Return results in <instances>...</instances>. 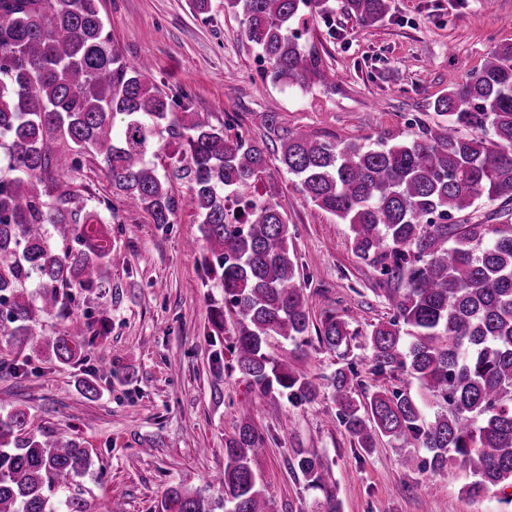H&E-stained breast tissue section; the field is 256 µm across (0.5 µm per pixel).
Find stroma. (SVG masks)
<instances>
[{
	"instance_id": "stroma-1",
	"label": "stroma",
	"mask_w": 512,
	"mask_h": 512,
	"mask_svg": "<svg viewBox=\"0 0 512 512\" xmlns=\"http://www.w3.org/2000/svg\"><path fill=\"white\" fill-rule=\"evenodd\" d=\"M99 8L125 59L150 61L160 90L187 95L215 126L234 120L236 131L259 141L270 112L282 129L321 140L408 138L412 119L437 122L431 102L461 82L465 69H480L492 47L512 43V0H389L384 21L369 27L338 11L330 23L312 25L304 40L335 70L336 83L300 90L262 82L264 63L224 0H210L202 14L188 0H100ZM52 149L55 171L89 205L111 204L112 247L125 261L112 267L106 288L82 294L68 317L47 320L30 348L0 342L1 362L27 360L37 370L25 379L1 371L0 406L29 409L45 430L88 449L93 466L81 479L88 512H158L173 484L217 496L224 440L244 403L256 407L268 439L258 462L274 512L313 510V491L289 466L297 448L324 459L340 512H512V504L491 494L466 497L462 489L473 476L461 463L438 474L423 470L418 462L427 452L413 444L416 463L406 466L388 438L365 450L338 425L326 386L338 368L355 365L362 397L405 386L418 396L422 389L404 376L370 370L367 338L391 313L389 283L355 256L348 225L307 202L296 178L272 172L312 318L336 312L353 332L337 351L314 338L273 347L274 356L292 360L319 386V397L303 405L256 393L235 367L228 336L213 327L224 290L205 275L202 252L185 247L201 236L184 202L186 183L173 182L183 205L174 224L161 228L114 192L95 157L75 159L62 140ZM103 304L110 331L95 338L85 362L67 367L51 360L47 337L69 331L72 321ZM102 366L112 375L89 397L79 382Z\"/></svg>"
}]
</instances>
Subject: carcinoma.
Listing matches in <instances>:
<instances>
[{
	"instance_id": "obj_1",
	"label": "carcinoma",
	"mask_w": 512,
	"mask_h": 512,
	"mask_svg": "<svg viewBox=\"0 0 512 512\" xmlns=\"http://www.w3.org/2000/svg\"><path fill=\"white\" fill-rule=\"evenodd\" d=\"M241 17L266 63L263 77L307 89L336 74L301 43L310 23L326 22L335 0H224ZM362 26L382 21L387 0H342ZM145 63L133 66L105 33L99 0H0V336L25 347L45 320L79 294L105 287L121 262L112 252L109 214L88 208L52 176L51 143L99 157L112 188L164 228L180 202L174 180L201 224L204 273L224 288L237 319L226 328L236 369L260 392L311 403L319 387L270 354L272 342L302 346L315 327L330 350L348 345L349 323L327 313L313 324L288 247L286 214L273 193L268 148L230 138L208 112L152 86ZM431 109L446 117L415 121L403 141H320L302 130L276 136L275 160L298 178L306 200L349 225L355 255L397 282L392 315L374 325L369 366L416 380L442 410L428 416L402 389L355 397L353 368L336 370L332 395L340 426L367 450L384 436L428 452L421 466L441 472L458 461L474 481L469 498L504 493L512 503V224L475 220L483 203H512V43L494 46ZM169 148L158 170L157 145ZM234 197L230 209L224 199ZM36 288V300L27 288ZM85 329L47 341L55 360H85ZM265 436L241 407L224 442V473L214 501L168 487L161 512H273L256 456ZM92 465L75 439L35 424L23 408H0V512H86L77 479ZM291 469L321 493L313 512H339L336 489L315 453L293 450Z\"/></svg>"
}]
</instances>
